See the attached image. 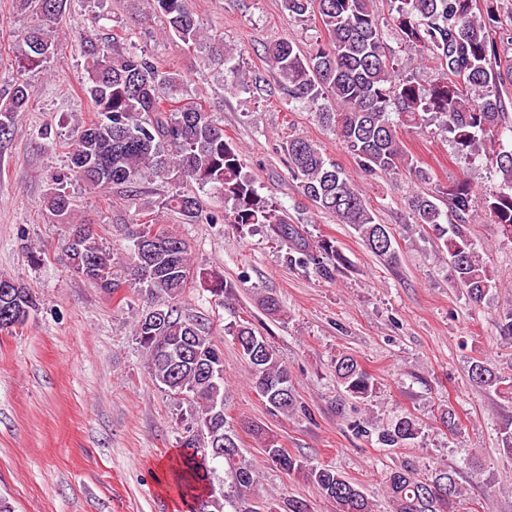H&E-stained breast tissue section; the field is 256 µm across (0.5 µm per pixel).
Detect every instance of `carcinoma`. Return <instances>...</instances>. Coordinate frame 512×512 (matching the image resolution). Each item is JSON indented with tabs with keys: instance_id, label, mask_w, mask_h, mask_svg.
I'll list each match as a JSON object with an SVG mask.
<instances>
[{
	"instance_id": "obj_1",
	"label": "carcinoma",
	"mask_w": 512,
	"mask_h": 512,
	"mask_svg": "<svg viewBox=\"0 0 512 512\" xmlns=\"http://www.w3.org/2000/svg\"><path fill=\"white\" fill-rule=\"evenodd\" d=\"M72 0H21V8L36 15L19 34L21 69L40 67L57 55V24ZM401 39L422 51L439 71L437 81L424 87L399 74L387 55L373 0H282L288 20L319 17L325 39L303 52L285 38L269 45L265 61L278 78L288 102H303L312 115L330 128L347 153L372 174L413 171L421 183L433 180L430 169L409 159L399 137L403 127L420 128L439 120L451 135L457 152L490 158L500 174L499 187L485 198L495 223L512 235V122L494 88L512 84V70L497 69L491 38L498 27L494 0H392ZM138 17L154 14L166 19V34L191 45L208 46L215 69L241 89L250 80L233 63L234 52L224 39L205 32L189 0H141ZM88 82L85 92L99 117L77 121L69 130L72 152L69 173L56 178L46 208L69 232H80L73 246H65L70 268L102 291L119 297L124 282L113 274V253L94 227L75 222L70 180L91 189L118 187L129 193L145 183L171 180L190 183L214 194L232 207L224 223L241 228L267 224L273 235L290 243L288 263L310 268L333 279L349 264L330 239L310 243L288 215L277 210L255 187L244 171L239 148L224 135L213 112L191 96L176 71L134 48H120L108 38L90 45L86 52ZM33 95L31 86L16 79L0 89V123L13 127ZM288 173L298 181V191L320 211L349 224L366 247L387 263L398 258L395 237L376 222L375 213L358 185L338 163L327 158L317 143L298 135L281 142ZM473 189L465 179L456 180L440 197L416 194L408 201L413 222L438 244V258L449 265L454 281L473 303H480L493 288L485 259L470 230ZM161 209L175 211L187 224L201 218L196 196L175 194L161 202ZM156 214L127 228L134 238L140 228H156L173 247L152 254L148 273H142L137 252L129 259V276L142 297L146 312L134 326L136 343L145 353L152 381L188 405L187 425L202 431L183 442L185 456L174 466L178 491L198 502L195 512H214L219 506L209 495L207 481L213 468L223 466L236 493L235 512H271L250 497L258 473L241 460L239 439L227 419L215 421L224 406V356L206 324L183 314L182 299L193 283L188 244L160 223ZM12 291L0 295V313L7 311L16 326L26 325L37 308L35 296L19 282L0 275V285ZM232 336L249 367L251 384L273 413L305 410L290 382L288 367L278 358L270 340L249 321H236ZM337 382L352 398L366 401L376 394L374 377L350 354L336 358ZM471 380L484 390H499L503 377L489 363L471 366ZM267 461L288 475H298L335 505V512H374L362 490L332 468L311 467L278 445L262 427L250 429ZM420 432L410 413L399 414L379 430L376 444L405 448ZM385 491L392 512H458L464 487L453 467H440L425 476L406 463L385 476Z\"/></svg>"
}]
</instances>
